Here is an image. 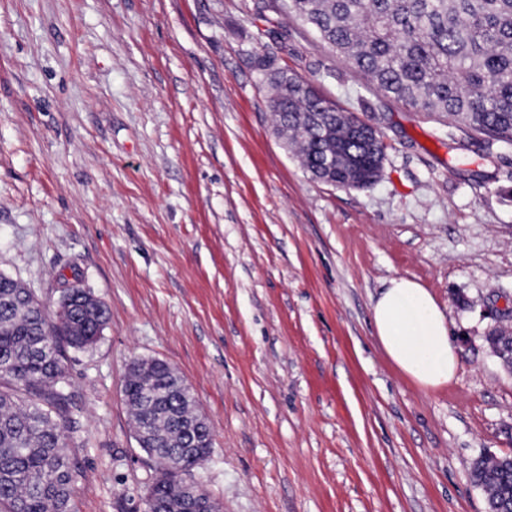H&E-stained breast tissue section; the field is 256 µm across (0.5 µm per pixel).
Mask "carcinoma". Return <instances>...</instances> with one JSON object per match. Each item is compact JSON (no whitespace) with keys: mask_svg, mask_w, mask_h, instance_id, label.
<instances>
[{"mask_svg":"<svg viewBox=\"0 0 512 512\" xmlns=\"http://www.w3.org/2000/svg\"><path fill=\"white\" fill-rule=\"evenodd\" d=\"M352 71L404 105L448 119L512 149V0H288ZM275 132L312 179L368 188L381 176L384 145L374 125L346 112L303 77L269 68ZM48 315L30 289L0 273V512H73L81 468L67 451L74 429L67 349L91 348L109 319L107 305L73 286ZM495 321L486 341L512 362V332ZM135 434L158 472L143 498L148 512H180L195 492L206 512H221L207 492L186 484L213 448V433L176 370L156 360L129 367L122 390ZM487 512H512V457H481L471 469Z\"/></svg>","mask_w":512,"mask_h":512,"instance_id":"cac0c4a2","label":"carcinoma"}]
</instances>
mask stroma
<instances>
[{
	"label": "stroma",
	"mask_w": 512,
	"mask_h": 512,
	"mask_svg": "<svg viewBox=\"0 0 512 512\" xmlns=\"http://www.w3.org/2000/svg\"><path fill=\"white\" fill-rule=\"evenodd\" d=\"M263 55L375 125L378 183L303 171ZM0 272L50 312L67 282L109 308L68 353L75 512L143 510L136 359L193 390L214 445L191 478L223 512H486L470 465L512 455V370L483 316L512 296V150L384 95L257 0H0ZM397 276L448 319L440 389L375 336Z\"/></svg>",
	"instance_id": "35a3bbf8"
}]
</instances>
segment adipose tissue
Returning a JSON list of instances; mask_svg holds the SVG:
<instances>
[{
	"instance_id": "1",
	"label": "adipose tissue",
	"mask_w": 512,
	"mask_h": 512,
	"mask_svg": "<svg viewBox=\"0 0 512 512\" xmlns=\"http://www.w3.org/2000/svg\"><path fill=\"white\" fill-rule=\"evenodd\" d=\"M376 337L392 363L423 389L448 385L459 357L433 295L406 277L391 278L372 305Z\"/></svg>"
}]
</instances>
